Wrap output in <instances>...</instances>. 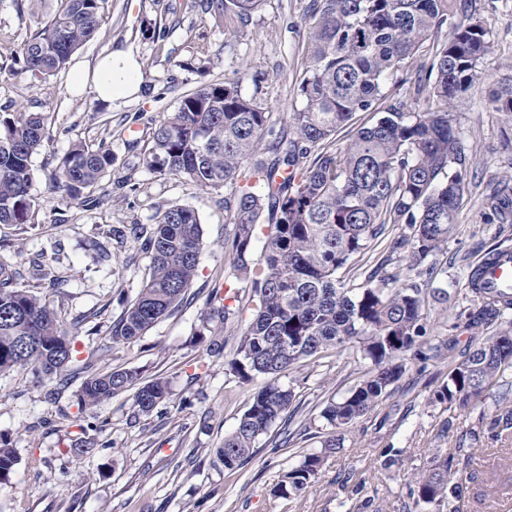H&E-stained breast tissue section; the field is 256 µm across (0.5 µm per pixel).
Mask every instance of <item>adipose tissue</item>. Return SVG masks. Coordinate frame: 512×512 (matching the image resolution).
<instances>
[{
	"instance_id": "1",
	"label": "adipose tissue",
	"mask_w": 512,
	"mask_h": 512,
	"mask_svg": "<svg viewBox=\"0 0 512 512\" xmlns=\"http://www.w3.org/2000/svg\"><path fill=\"white\" fill-rule=\"evenodd\" d=\"M142 82L137 63L125 49L108 50L94 64L77 67L72 76L75 92L110 103L136 94Z\"/></svg>"
}]
</instances>
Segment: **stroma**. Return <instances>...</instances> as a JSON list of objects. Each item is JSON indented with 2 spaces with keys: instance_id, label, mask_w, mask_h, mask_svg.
Instances as JSON below:
<instances>
[{
  "instance_id": "obj_1",
  "label": "stroma",
  "mask_w": 512,
  "mask_h": 512,
  "mask_svg": "<svg viewBox=\"0 0 512 512\" xmlns=\"http://www.w3.org/2000/svg\"><path fill=\"white\" fill-rule=\"evenodd\" d=\"M310 5L311 0H264L228 35L213 27L202 0H108L105 24L72 62L89 65L108 49L128 48L144 81L137 95L106 104L76 95L71 70L46 81L22 70L20 48L57 0H0V112L52 117L32 157L36 224L0 225V239L13 243L0 260L14 265L27 285L39 286L44 271L67 276L63 292L42 288L41 294L60 311L73 338L74 365L136 368L144 380L168 379L172 390L160 414H139L128 392L83 412L78 383L63 388L23 371L1 374L0 437L19 462L10 484L0 489V512H413L407 477L439 447V426L449 423L454 440L473 425L475 413L431 403L429 397L471 338L493 329L489 323L454 322L460 309L480 307L467 293L473 264L494 247L512 248V223H501L488 207L493 195L512 196V119L486 104L491 90L512 78V0H472L474 15L489 24L490 50L476 83L454 108L469 187L456 230L436 257L440 273L430 286L447 290L448 310L432 311L430 336L436 343L456 338V348L424 363L409 360L393 394L346 431L343 448L326 458L317 484L304 496L277 498L272 488L304 454L320 451L326 400L344 394L368 369L356 349L301 361L281 375L280 384L294 390V413L257 440L245 465L228 470L215 456L266 380L244 382L230 374L225 362L234 353V337H226L218 352L212 336L201 333L212 290L245 287L229 262L233 226L222 203L225 192L147 168L149 125L173 112L182 96L238 72L244 75V96L266 109L272 124L287 125L301 107L297 88L308 65ZM158 24L166 33L157 39ZM205 54L218 60L209 73L187 68V61ZM76 141L105 145L114 157L111 172L88 190L98 201L92 208L67 207L49 182ZM125 178L134 190H117ZM172 206L194 209L203 227L199 268L186 301L139 340L113 341L110 326L134 298L149 265L128 229L150 227L157 213ZM57 208L65 210L66 222L53 223ZM118 227L124 237H112ZM390 245L383 239L354 261L343 273L348 286H366L367 269L383 256L389 259L386 274L406 280L409 258ZM79 314L85 320L78 324ZM289 432L295 435L290 443L284 440ZM83 439L96 440V448L76 450ZM388 446L404 454L386 468L379 452ZM356 483L363 486L357 494L350 490ZM462 502L464 512H512V451L485 452L469 466Z\"/></svg>"
}]
</instances>
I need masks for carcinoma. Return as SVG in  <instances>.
<instances>
[{"mask_svg":"<svg viewBox=\"0 0 512 512\" xmlns=\"http://www.w3.org/2000/svg\"><path fill=\"white\" fill-rule=\"evenodd\" d=\"M53 16L21 47L23 70L45 80L67 68L73 54L105 22L106 0H58ZM264 0H209L216 27L257 11ZM468 0H313L307 32L309 65L298 91L301 109L288 128L241 93V78L207 83L183 96L149 133L146 166L203 188L230 189L224 198L234 225L230 264L249 284L253 316L236 326L235 356L228 370L244 381L271 380L254 396L216 455L232 470L251 458L256 440L288 417L295 397L275 379L305 359L356 347L370 361L366 375L321 411L329 435L324 448L341 447L342 433L368 415L403 377L404 356L438 355L428 339L430 295L414 283L390 286L371 274L364 288H348L341 270L382 237L406 225L393 248L411 250V269L432 277L428 258L442 252L455 231L466 191L460 168L465 148L453 115L454 102L478 79L489 49V28L469 13ZM449 26L445 39L434 38ZM415 76L405 92L386 91L399 72ZM488 105L512 115V83L495 90ZM358 112L376 120L359 127L339 153L336 134ZM44 112L0 113V224H35L29 197L32 157L47 138ZM262 153L267 159H256ZM314 156L311 164L300 160ZM110 149L72 144L52 189L70 205H89L85 191L112 168ZM264 186L258 195L239 182L242 170ZM271 232L260 258L252 242L263 211ZM203 230L198 213L172 206L156 216L145 240L149 273L136 297L112 323V339L145 335L183 300L197 275ZM468 291L481 301L469 323L501 318L478 338L432 401L479 409L470 438L499 442L512 436V297L480 283L472 271ZM239 292L213 290L202 319L213 336L224 334ZM72 361L71 338L57 310L20 283L17 269L0 260V374L15 369L40 379L59 375ZM130 392L137 411L153 413L170 399L167 381L145 382L135 369L89 373L78 391L80 411ZM475 453L463 444L433 453L410 474L409 492L420 512H461L457 482ZM324 453H308L286 471L273 495L301 496L314 486ZM18 457L0 441V486L10 482Z\"/></svg>","mask_w":512,"mask_h":512,"instance_id":"obj_1","label":"carcinoma"}]
</instances>
